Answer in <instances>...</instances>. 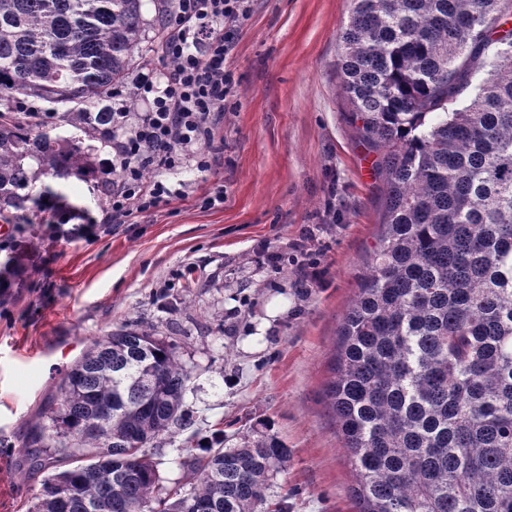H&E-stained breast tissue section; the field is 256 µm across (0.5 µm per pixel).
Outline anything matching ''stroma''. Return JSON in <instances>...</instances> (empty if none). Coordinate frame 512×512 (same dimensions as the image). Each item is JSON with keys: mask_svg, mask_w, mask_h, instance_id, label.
<instances>
[{"mask_svg": "<svg viewBox=\"0 0 512 512\" xmlns=\"http://www.w3.org/2000/svg\"><path fill=\"white\" fill-rule=\"evenodd\" d=\"M349 0H250L227 61L217 174L184 169L189 196L100 238L47 245L51 215L0 214V512H28L41 473L20 437L41 423L62 372L89 341L124 324L168 333L190 369L185 408L203 440L271 437L288 450L268 497L283 512H355L352 468L326 398L336 331L380 232L384 183L340 91ZM97 175L43 178L76 219L102 221ZM224 202L205 208L213 186ZM311 244L327 273L294 288L291 248ZM269 253L285 257L271 276Z\"/></svg>", "mask_w": 512, "mask_h": 512, "instance_id": "obj_1", "label": "stroma"}]
</instances>
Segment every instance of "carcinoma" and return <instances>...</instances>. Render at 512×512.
<instances>
[{
    "instance_id": "cac0c4a2",
    "label": "carcinoma",
    "mask_w": 512,
    "mask_h": 512,
    "mask_svg": "<svg viewBox=\"0 0 512 512\" xmlns=\"http://www.w3.org/2000/svg\"><path fill=\"white\" fill-rule=\"evenodd\" d=\"M341 93L385 186L326 396L355 512H512V0H350ZM143 0H0V211L42 176L91 172L89 149L6 116L62 104L97 138L140 59ZM473 91L458 107L456 97ZM191 371L138 325L90 340L46 422L21 439L44 477L33 512H261L288 449L274 439L156 448L190 428ZM104 422L100 446L88 427ZM188 434V431H179V433L171 439V443L169 440L164 441L162 447L158 450V459L161 463L159 468L162 476L165 477L167 481L174 482L182 480L184 473L180 465L178 446Z\"/></svg>"
}]
</instances>
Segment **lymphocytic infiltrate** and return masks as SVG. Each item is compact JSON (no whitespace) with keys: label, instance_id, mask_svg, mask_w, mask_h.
Instances as JSON below:
<instances>
[{"label":"lymphocytic infiltrate","instance_id":"obj_1","mask_svg":"<svg viewBox=\"0 0 512 512\" xmlns=\"http://www.w3.org/2000/svg\"><path fill=\"white\" fill-rule=\"evenodd\" d=\"M250 0H169L159 59L163 71L147 67L135 82L139 110L122 91L112 94V157L101 163L102 180L112 186L101 224H74L55 201H48L54 240L109 235L133 219L172 200L184 187L164 182L163 174L185 168L205 173L221 162L215 140L235 80L226 62Z\"/></svg>","mask_w":512,"mask_h":512}]
</instances>
